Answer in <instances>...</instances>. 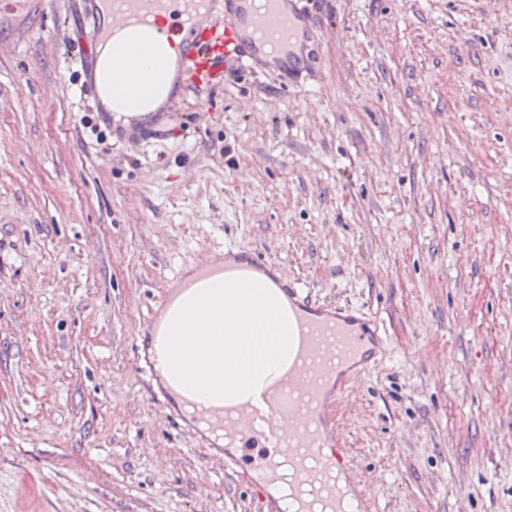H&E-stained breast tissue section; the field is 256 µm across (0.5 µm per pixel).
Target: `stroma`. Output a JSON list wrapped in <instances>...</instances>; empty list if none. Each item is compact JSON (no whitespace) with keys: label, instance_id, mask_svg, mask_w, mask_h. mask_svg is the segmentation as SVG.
Instances as JSON below:
<instances>
[{"label":"stroma","instance_id":"obj_1","mask_svg":"<svg viewBox=\"0 0 512 512\" xmlns=\"http://www.w3.org/2000/svg\"><path fill=\"white\" fill-rule=\"evenodd\" d=\"M82 9L0 6V512H266L133 365L228 243L380 322L330 409L369 512H512V0H316L314 77L127 128ZM94 1L95 0H83V4L89 6V13H91V17L94 23V34L91 37L87 36V48L85 51H83L84 61L88 62V59L91 61L94 59V66L91 74V78L85 82V92L88 96H91L93 98L97 95V85L94 80L95 70L99 61V51L97 50V45L99 42H101L104 38L106 39V32L107 28L103 25H101V22H99L96 11L94 14ZM94 46V56L92 53L91 45ZM83 59L81 58V66H83L84 63Z\"/></svg>","mask_w":512,"mask_h":512}]
</instances>
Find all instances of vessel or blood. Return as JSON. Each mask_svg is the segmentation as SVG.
<instances>
[{
	"instance_id": "obj_1",
	"label": "vessel or blood",
	"mask_w": 512,
	"mask_h": 512,
	"mask_svg": "<svg viewBox=\"0 0 512 512\" xmlns=\"http://www.w3.org/2000/svg\"><path fill=\"white\" fill-rule=\"evenodd\" d=\"M108 25H95L92 45L107 32L150 30L154 40L177 39L180 72L189 90L218 84L230 65L264 69L291 84L311 72L305 48L317 41L301 0H110ZM169 18L157 27L159 18ZM225 280L252 286V272L266 270L255 252L224 247ZM288 298V367L274 385L247 399L205 406L201 415L250 453L249 484L256 494L268 485H288L300 501L297 512H367L360 494L346 486L344 452L335 446L328 408L341 395L340 375L364 372L371 348H382L384 332L368 325L357 306L313 302L302 287L280 280Z\"/></svg>"
}]
</instances>
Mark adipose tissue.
I'll use <instances>...</instances> for the list:
<instances>
[{
    "instance_id": "1",
    "label": "adipose tissue",
    "mask_w": 512,
    "mask_h": 512,
    "mask_svg": "<svg viewBox=\"0 0 512 512\" xmlns=\"http://www.w3.org/2000/svg\"><path fill=\"white\" fill-rule=\"evenodd\" d=\"M157 56L171 59L175 51L165 41L149 43L141 64L132 72L98 74V83L109 80L123 89L118 99L102 92L108 111L139 117L158 108L171 90L173 77L154 65ZM183 285L159 320V331L167 338L160 379L176 403L183 404L190 395L201 402L233 398L257 387L266 374L286 362L288 354L277 342L281 326H271L265 349L254 351L252 324L247 318L256 303L252 295L220 276L198 278L193 269Z\"/></svg>"
}]
</instances>
